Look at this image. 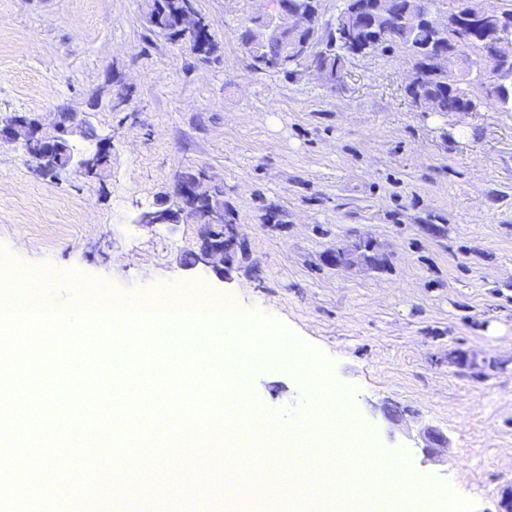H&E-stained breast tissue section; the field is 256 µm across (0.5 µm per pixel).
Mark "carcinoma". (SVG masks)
I'll use <instances>...</instances> for the list:
<instances>
[{
  "label": "carcinoma",
  "instance_id": "carcinoma-1",
  "mask_svg": "<svg viewBox=\"0 0 512 512\" xmlns=\"http://www.w3.org/2000/svg\"><path fill=\"white\" fill-rule=\"evenodd\" d=\"M160 10V24L153 31L168 36L176 24V13L187 0H157ZM387 6L386 22L378 31H370L374 51H382L393 45L406 51L417 50L422 54L419 66L426 65L428 54L436 44L435 32L427 26L412 23L406 16L424 12L433 6L450 15L449 32L459 40L471 43V54L463 61L455 52L448 51V68L455 70L458 81L456 87L431 77L420 85V93L408 94L411 103L423 112L453 114L469 105L474 110L486 105H494L503 111L512 112V64L505 67L493 57L486 56L487 38L496 30L498 22L489 28H472L468 17L479 10L477 0H382ZM322 61L328 81H336L341 74L346 59L342 32L337 23L318 21ZM257 18H249L240 28L238 38L249 51L252 66L259 70L276 69L286 76L297 75V70L277 68L288 43V35L262 43L254 42ZM199 183L198 208L204 213L210 206L213 196L222 193L221 187L208 182L201 172L195 175Z\"/></svg>",
  "mask_w": 512,
  "mask_h": 512
}]
</instances>
